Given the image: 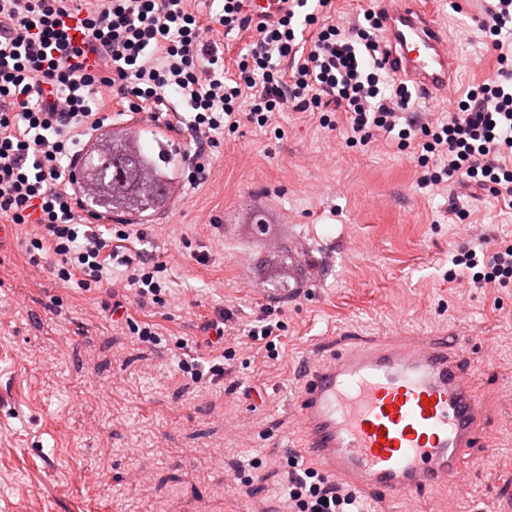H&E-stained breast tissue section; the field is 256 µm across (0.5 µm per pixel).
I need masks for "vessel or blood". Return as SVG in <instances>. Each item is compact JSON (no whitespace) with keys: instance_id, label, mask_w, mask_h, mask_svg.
Segmentation results:
<instances>
[{"instance_id":"b4317fda","label":"vessel or blood","mask_w":512,"mask_h":512,"mask_svg":"<svg viewBox=\"0 0 512 512\" xmlns=\"http://www.w3.org/2000/svg\"><path fill=\"white\" fill-rule=\"evenodd\" d=\"M392 73L447 92L458 56L432 0H380ZM471 367L444 337H355L310 355L292 407L307 463L359 495L375 512L461 472L486 413Z\"/></svg>"}]
</instances>
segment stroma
<instances>
[{"label": "stroma", "mask_w": 512, "mask_h": 512, "mask_svg": "<svg viewBox=\"0 0 512 512\" xmlns=\"http://www.w3.org/2000/svg\"><path fill=\"white\" fill-rule=\"evenodd\" d=\"M435 2L461 65L448 95L414 90L418 116L455 110L499 68L480 30L485 0ZM101 113L109 129L153 125L172 154L174 195L142 217L154 231L134 244L146 262L166 263L165 301L139 305L119 266L110 291L60 287L52 265L29 262L30 227L0 243V512H284L304 357L350 331L446 336L475 362L486 424L468 473L398 512H512V288L449 276L470 232L512 242L511 205L422 187L413 149L383 134L348 146L315 112L224 134L194 187L188 145L163 122L118 115L110 102ZM452 196L466 220L449 216ZM220 311L235 350L229 372L186 387L183 355L221 354L204 329ZM261 315L281 324L273 357L246 336ZM133 322L156 324L161 345H138ZM254 459L263 480L238 490L237 469Z\"/></svg>", "instance_id": "1"}]
</instances>
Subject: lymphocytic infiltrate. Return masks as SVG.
Returning <instances> with one entry per match:
<instances>
[{"label": "lymphocytic infiltrate", "instance_id": "obj_1", "mask_svg": "<svg viewBox=\"0 0 512 512\" xmlns=\"http://www.w3.org/2000/svg\"><path fill=\"white\" fill-rule=\"evenodd\" d=\"M332 0H282L278 12L253 20L243 0H224L225 31L255 28L237 76L206 39V26L187 0H0V219L32 226V265L53 258L62 283L89 291L112 281V265L141 304L162 301L166 265L120 254L146 229L122 224L104 238L71 181L81 143L104 125L103 89L124 111L167 113L169 130L187 138V180L201 185L218 136L242 122L271 123L284 105L317 110L346 143L368 145L379 133L433 155L423 185L475 184L512 202V0H494L481 29L498 53V76L469 93L457 111L431 122L410 118L412 93L385 66L375 10L346 27L328 20ZM82 14L85 40L72 44L66 18ZM99 62L88 65V54ZM290 72H282L281 62ZM344 113V124L328 109ZM474 286L512 288V243L488 247L471 239L453 258ZM288 512H362L355 495L306 465L287 459Z\"/></svg>", "mask_w": 512, "mask_h": 512}]
</instances>
